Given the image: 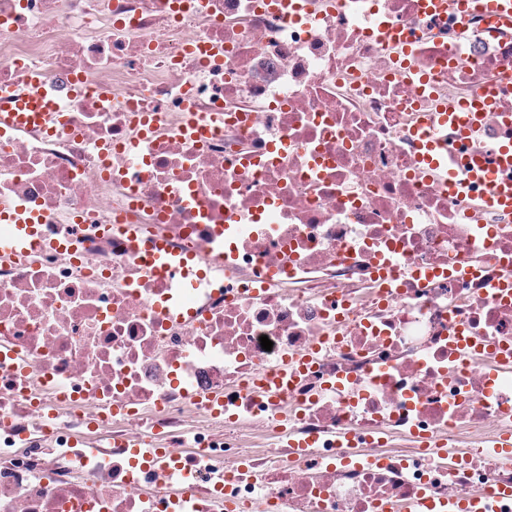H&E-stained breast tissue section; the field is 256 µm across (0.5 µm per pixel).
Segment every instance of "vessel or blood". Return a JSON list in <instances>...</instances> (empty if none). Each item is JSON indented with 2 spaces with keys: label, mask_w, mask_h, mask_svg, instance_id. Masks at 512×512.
<instances>
[{
  "label": "vessel or blood",
  "mask_w": 512,
  "mask_h": 512,
  "mask_svg": "<svg viewBox=\"0 0 512 512\" xmlns=\"http://www.w3.org/2000/svg\"><path fill=\"white\" fill-rule=\"evenodd\" d=\"M25 91L0 89V124H38L59 121L60 109L56 88L43 73L28 71ZM492 96L481 93L468 101L442 104L435 114L439 126L451 127L461 135L478 131L483 114L492 108ZM482 188L485 205L512 209V141L501 143L492 156L474 157L463 178L451 184L453 193L461 195ZM39 220L34 214L19 210L0 213V257L11 259L40 240ZM139 262L171 286V293L155 300V307L169 313L182 304L194 286L186 259L177 257L166 245L156 244L138 254Z\"/></svg>",
  "instance_id": "1"
}]
</instances>
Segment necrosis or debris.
Instances as JSON below:
<instances>
[{"mask_svg": "<svg viewBox=\"0 0 512 512\" xmlns=\"http://www.w3.org/2000/svg\"><path fill=\"white\" fill-rule=\"evenodd\" d=\"M421 4L0 0V85L81 83L56 133L0 127V207L65 244L0 260V512H382L512 490L491 450L512 431V210L457 197L417 141L463 157L512 140V20ZM487 91L468 140L431 125ZM157 241L207 264L179 316L137 261ZM139 432L166 451L148 473Z\"/></svg>", "mask_w": 512, "mask_h": 512, "instance_id": "1", "label": "necrosis or debris"}]
</instances>
